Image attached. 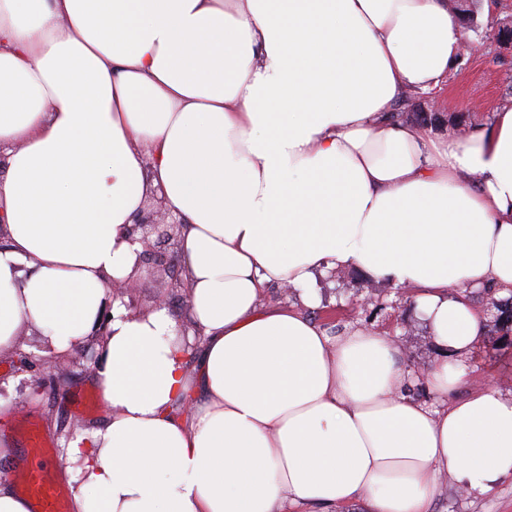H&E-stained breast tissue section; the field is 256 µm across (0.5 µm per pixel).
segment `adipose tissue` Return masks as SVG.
I'll return each instance as SVG.
<instances>
[{
    "label": "adipose tissue",
    "instance_id": "adipose-tissue-1",
    "mask_svg": "<svg viewBox=\"0 0 512 512\" xmlns=\"http://www.w3.org/2000/svg\"><path fill=\"white\" fill-rule=\"evenodd\" d=\"M462 38L448 0H0V355L25 327L99 339L74 512H432L446 476L512 478V393L454 396L484 338L467 291H512V105L464 137L388 119ZM156 190L185 321L112 295ZM338 269L415 291L437 406L393 337L304 314Z\"/></svg>",
    "mask_w": 512,
    "mask_h": 512
}]
</instances>
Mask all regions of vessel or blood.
<instances>
[{
	"label": "vessel or blood",
	"instance_id": "vessel-or-blood-1",
	"mask_svg": "<svg viewBox=\"0 0 512 512\" xmlns=\"http://www.w3.org/2000/svg\"><path fill=\"white\" fill-rule=\"evenodd\" d=\"M22 446L31 462L17 473L16 480L31 512H67L65 486L48 463L51 443L37 423L25 425Z\"/></svg>",
	"mask_w": 512,
	"mask_h": 512
}]
</instances>
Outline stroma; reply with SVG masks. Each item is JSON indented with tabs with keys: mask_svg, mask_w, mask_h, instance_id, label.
Returning a JSON list of instances; mask_svg holds the SVG:
<instances>
[{
	"mask_svg": "<svg viewBox=\"0 0 512 512\" xmlns=\"http://www.w3.org/2000/svg\"><path fill=\"white\" fill-rule=\"evenodd\" d=\"M475 98L485 99L486 108L471 111L465 117L467 126L488 124L502 105H512V53L490 47L475 55L457 60V69L435 98L417 97L399 104L404 113L435 108L438 119L435 132L454 131L462 103ZM169 271L148 268L127 297V306L137 312L152 310L156 297H165L171 310L185 315L183 289L170 285ZM319 305L307 309V316L321 324L329 335L345 334L351 326L367 324L381 334L395 337L403 349L407 367L422 369L431 364L435 350L420 318L413 292L386 283L368 288L366 278L355 270H336L317 278ZM371 296L368 306L358 300ZM498 345L483 342L473 355L461 393L497 384L512 392V326L498 332ZM42 344L37 334L24 335L15 352L0 356V439L17 435L22 422L35 420L51 437L55 450L49 463L55 471L66 465L65 448L76 434L99 426L105 419L103 407L78 410L72 398L88 392L87 382L99 362L95 342H88L82 353H63L56 360L66 374L48 379L40 354ZM433 512H512V479L501 482L491 492L474 496L457 489L453 478H446L436 496Z\"/></svg>",
	"mask_w": 512,
	"mask_h": 512,
	"instance_id": "35a3bbf8",
	"label": "stroma"
}]
</instances>
